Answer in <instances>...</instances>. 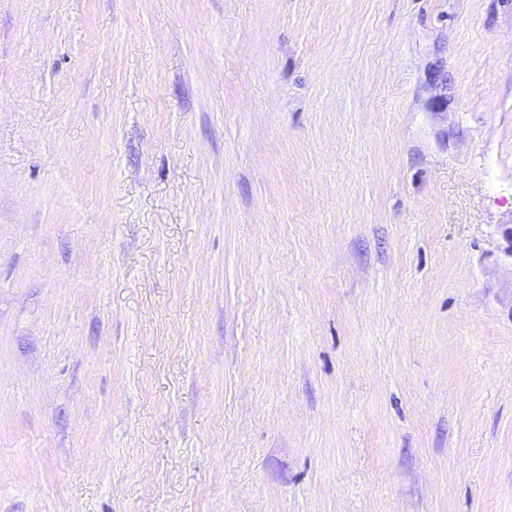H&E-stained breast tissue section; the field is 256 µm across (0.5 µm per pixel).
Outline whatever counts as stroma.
<instances>
[{"mask_svg":"<svg viewBox=\"0 0 512 512\" xmlns=\"http://www.w3.org/2000/svg\"><path fill=\"white\" fill-rule=\"evenodd\" d=\"M512 0H0V512H512Z\"/></svg>","mask_w":512,"mask_h":512,"instance_id":"stroma-1","label":"stroma"}]
</instances>
